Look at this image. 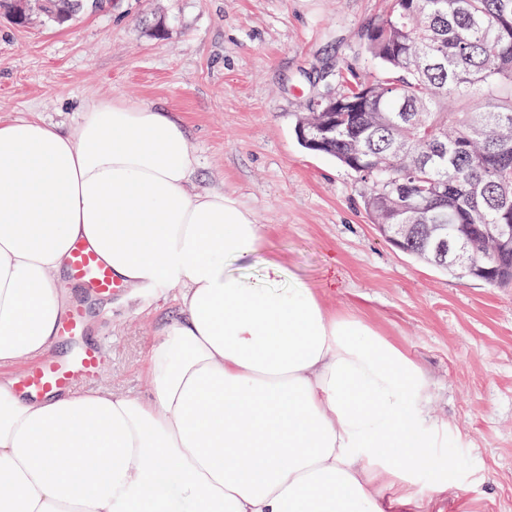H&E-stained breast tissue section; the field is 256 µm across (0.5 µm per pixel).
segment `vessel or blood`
<instances>
[{
  "label": "vessel or blood",
  "mask_w": 512,
  "mask_h": 512,
  "mask_svg": "<svg viewBox=\"0 0 512 512\" xmlns=\"http://www.w3.org/2000/svg\"><path fill=\"white\" fill-rule=\"evenodd\" d=\"M69 265L71 279L86 284L98 296H112L120 288L111 268L83 243L73 244ZM85 316L84 304L76 303L69 308L57 326V334L75 339V346L62 357H50L33 364L18 378L19 389L30 394L68 391L98 376L104 352L99 341L85 335Z\"/></svg>",
  "instance_id": "1"
}]
</instances>
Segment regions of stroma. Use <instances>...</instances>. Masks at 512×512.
<instances>
[{
  "label": "stroma",
  "instance_id": "35a3bbf8",
  "mask_svg": "<svg viewBox=\"0 0 512 512\" xmlns=\"http://www.w3.org/2000/svg\"><path fill=\"white\" fill-rule=\"evenodd\" d=\"M390 0H110L66 26L0 15V121L36 116L64 131L82 105L116 95L170 112L198 159L199 189L252 211L265 243L241 262L262 276L287 263L286 288L322 294L401 344L434 386L443 447L412 473L422 503L453 480L465 512H512V288L449 275L387 243L362 186L303 149L299 117L342 67L376 71L361 32ZM174 292L122 289L87 310L105 348L93 387L144 396L142 364Z\"/></svg>",
  "mask_w": 512,
  "mask_h": 512
}]
</instances>
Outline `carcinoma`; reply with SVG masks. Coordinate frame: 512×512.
I'll return each instance as SVG.
<instances>
[{"mask_svg":"<svg viewBox=\"0 0 512 512\" xmlns=\"http://www.w3.org/2000/svg\"><path fill=\"white\" fill-rule=\"evenodd\" d=\"M107 0H43L34 13L0 0L19 24L64 25ZM362 48L380 75L346 67L326 94L336 104L322 129L301 118V146L335 158L364 186L373 224H413L402 252L504 288L512 251L497 254L485 232L512 237V0H392ZM448 193L440 207L435 194ZM448 252L465 248L472 271L435 263L430 229Z\"/></svg>","mask_w":512,"mask_h":512,"instance_id":"1","label":"carcinoma"}]
</instances>
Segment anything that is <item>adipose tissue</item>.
<instances>
[{
	"label": "adipose tissue",
	"mask_w": 512,
	"mask_h": 512,
	"mask_svg": "<svg viewBox=\"0 0 512 512\" xmlns=\"http://www.w3.org/2000/svg\"><path fill=\"white\" fill-rule=\"evenodd\" d=\"M183 124L122 96L74 132L0 121V365L47 353L56 280L86 242L128 287L177 286L150 391L27 398L0 376V512H422L410 480L437 432L429 380L364 319L235 260L253 213L198 190Z\"/></svg>",
	"instance_id": "obj_1"
}]
</instances>
